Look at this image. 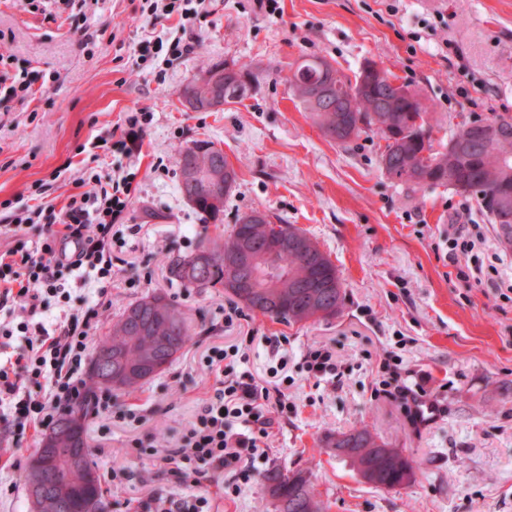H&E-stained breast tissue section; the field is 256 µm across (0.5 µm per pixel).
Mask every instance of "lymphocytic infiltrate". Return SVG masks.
I'll use <instances>...</instances> for the list:
<instances>
[{"instance_id":"lymphocytic-infiltrate-1","label":"lymphocytic infiltrate","mask_w":512,"mask_h":512,"mask_svg":"<svg viewBox=\"0 0 512 512\" xmlns=\"http://www.w3.org/2000/svg\"><path fill=\"white\" fill-rule=\"evenodd\" d=\"M214 0H145L141 16L150 31L135 46L140 61L159 65L187 55L198 40L194 21L207 15ZM176 27L161 35L152 29L170 19ZM41 72L21 66L14 56L0 54V107L17 98H36ZM150 112L130 113L113 132L112 152L128 161L126 170L106 186L67 196L64 205H23L10 215L12 244L0 251V307L17 308L34 320L51 297L64 289L68 276L81 273L99 282L92 305L66 314L54 333L23 335L15 359L0 363V419L18 437L27 430L47 429L71 403L94 398L98 409L112 405V396H92L85 378L90 337L101 311L112 306V242L137 192L136 170ZM40 228L29 243L26 228ZM481 225L448 227L446 255L457 277L481 282L484 263L477 248L484 244ZM240 348L211 346L204 361L219 376L214 393L197 411L187 435L161 456V469L181 496L170 498L164 512H211V485L227 472H239L244 458L254 456L279 418L287 414L288 382L259 383L238 368ZM403 359L386 352L380 366L388 370L377 395L399 402L410 426H417V390L402 380Z\"/></svg>"}]
</instances>
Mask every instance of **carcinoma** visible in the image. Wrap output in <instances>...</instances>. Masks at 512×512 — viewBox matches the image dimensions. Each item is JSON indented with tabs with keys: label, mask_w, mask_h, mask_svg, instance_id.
<instances>
[{
	"label": "carcinoma",
	"mask_w": 512,
	"mask_h": 512,
	"mask_svg": "<svg viewBox=\"0 0 512 512\" xmlns=\"http://www.w3.org/2000/svg\"><path fill=\"white\" fill-rule=\"evenodd\" d=\"M325 59L311 56L298 63L290 82L304 111L324 134L340 145H347L370 131L386 145L379 153V167L388 177L412 186H449L448 170H455L460 183L471 185L477 179L484 188L493 191L506 184L512 187V139L484 145L470 142L468 156L474 166L463 163L448 143H434L430 139L435 127L432 115L421 92L409 84L399 87L380 81L366 87L361 93L351 94V79L338 74L330 96L313 98L311 91L328 79L322 70ZM256 74L243 68L224 74V99L236 103L249 95L257 82ZM198 152L179 153V169L190 165L202 166L222 179L230 180L236 188L238 175L227 168V157L212 149L209 141L194 142ZM433 153L434 166L424 170L419 154ZM193 207L203 216L220 221L224 207L213 206L204 189L196 191ZM236 222L231 235L221 241L204 239L197 250L209 247L213 263L205 269L187 270L188 257L173 256L168 263L171 278L195 288H222L252 314L276 322L302 324L336 317L342 312L345 300L344 283L329 256L307 233L293 224H281L264 216L259 224ZM286 235L302 242L299 248L280 251L267 259L260 257L257 267L263 277L255 288H237L233 281L237 272L232 258L240 248L241 239L251 238L264 251V241L270 236ZM318 279L322 288H303L301 284ZM181 312L180 306L159 294L145 296L130 304L121 317L112 324L108 336L99 340L97 352L112 350L133 369L146 361H153L144 377L149 380L164 372L176 359L190 339L186 317L173 321L170 314ZM336 456L350 461L356 473L367 483L378 488L394 490L414 481L415 471L409 459L397 448H390L366 428L343 432L340 437L327 440ZM266 489L274 501L275 512H329L324 502L303 471L289 477L278 466L271 467L264 476ZM75 508L82 507L88 498H98L101 509H106L99 479L88 485L74 487Z\"/></svg>",
	"instance_id": "cac0c4a2"
}]
</instances>
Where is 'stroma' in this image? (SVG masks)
<instances>
[{
    "mask_svg": "<svg viewBox=\"0 0 512 512\" xmlns=\"http://www.w3.org/2000/svg\"><path fill=\"white\" fill-rule=\"evenodd\" d=\"M282 14L255 11L253 0H215L195 22L194 51L158 68L137 60L143 31L139 0H90L83 12L49 19L28 0H0V29L12 32L0 51L43 71L38 101L16 99L0 110V202L45 186L63 203L74 179L109 183L117 160L102 145L130 112L153 114L142 148L138 190L125 217L140 225L112 243V307L100 315L108 335L125 306L159 293L180 304L191 339L162 375L131 394L112 397L102 417L107 440L90 438L96 471L130 466L137 498L161 512L176 491L152 460H132L128 442L142 438L157 452L187 432L215 382L201 363L213 345L241 348L257 380L284 367L294 413L281 420L249 463L238 496L212 497L214 512H274L264 483L274 463L309 474L330 512H512V303L498 282L512 279V250L479 204L467 223L487 227L486 255H500V276L467 283L453 273L440 244L453 221L454 189L412 187L382 173L383 140L367 132L336 145L308 119L288 81L301 57L326 58L346 75L368 61L421 89L443 129L461 120L512 115V0H283ZM92 34V50L79 44ZM247 65L259 77L244 101L220 112H190L179 89L211 65ZM208 140L238 174L223 222L207 221L178 191V152ZM275 214L303 229L326 252L344 283L341 314L328 322L288 325L247 315L225 329L230 296L172 280L169 257L192 252L203 238L229 234L236 216ZM65 297L39 320L46 329L93 286L71 277ZM400 344L411 383L440 401L436 420L413 429L397 403L376 396L375 361ZM335 350L342 377L317 379L303 367L309 348ZM136 408L144 424L130 430L118 415ZM365 425L413 462L408 486L381 490L333 456L329 437ZM42 438L22 441L0 427V512H31L22 469Z\"/></svg>",
    "mask_w": 512,
    "mask_h": 512,
    "instance_id": "1",
    "label": "stroma"
}]
</instances>
